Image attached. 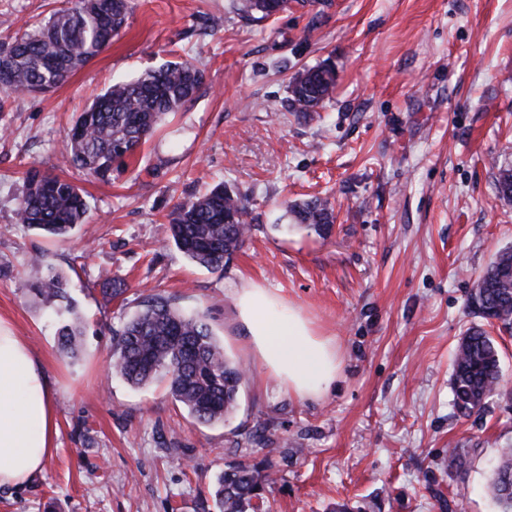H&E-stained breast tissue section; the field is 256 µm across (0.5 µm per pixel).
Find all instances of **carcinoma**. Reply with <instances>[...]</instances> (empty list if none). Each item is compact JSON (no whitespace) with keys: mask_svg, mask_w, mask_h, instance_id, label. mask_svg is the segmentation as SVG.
<instances>
[{"mask_svg":"<svg viewBox=\"0 0 512 512\" xmlns=\"http://www.w3.org/2000/svg\"><path fill=\"white\" fill-rule=\"evenodd\" d=\"M307 0H236L239 14L254 21L285 12ZM128 0H76L73 7L16 31L0 54H8L0 68V116L9 111L10 98L22 92L43 94L61 86L76 70L102 52L125 28ZM205 83L204 72L193 62H169L146 76L119 82L96 97L72 127L64 163L99 179L128 166L146 138L174 112L192 101ZM336 72L328 65L303 70L288 83V107L307 115L331 99ZM26 191L16 209V221L59 240L85 223L84 191L75 183L31 167L24 173ZM497 190L512 200V169L499 171ZM296 224L325 233L336 221L328 201L320 198L288 205ZM236 216L225 223L224 216ZM246 197L217 185L206 194L178 203L169 214V237L194 264L222 270L251 230ZM44 275L28 288L68 314L58 330L61 352L74 356L80 347L82 321L75 315L65 276L46 264ZM468 307L477 317L512 329V248L500 251L480 275ZM112 367L134 386L159 377L168 383L172 398L197 421H224L236 406L244 377L240 363L230 358L216 338L204 311L186 314L162 297L144 301L142 309L112 332ZM500 361L493 337L481 330L465 335L456 349L452 390L464 416L481 410L497 394ZM268 476L255 465L228 467L218 480L215 498L221 512H248L262 496ZM490 491L498 512H512V448L501 450L492 472Z\"/></svg>","mask_w":512,"mask_h":512,"instance_id":"1","label":"carcinoma"}]
</instances>
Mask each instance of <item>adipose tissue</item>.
I'll list each match as a JSON object with an SVG mask.
<instances>
[{"mask_svg":"<svg viewBox=\"0 0 512 512\" xmlns=\"http://www.w3.org/2000/svg\"><path fill=\"white\" fill-rule=\"evenodd\" d=\"M235 299L248 345L279 388L302 400L322 398L340 370L335 337L258 284L237 289ZM56 435L42 365L0 317V487L23 485L40 471Z\"/></svg>","mask_w":512,"mask_h":512,"instance_id":"1","label":"adipose tissue"}]
</instances>
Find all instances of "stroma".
<instances>
[{"label":"stroma","instance_id":"35a3bbf8","mask_svg":"<svg viewBox=\"0 0 512 512\" xmlns=\"http://www.w3.org/2000/svg\"><path fill=\"white\" fill-rule=\"evenodd\" d=\"M126 27L53 92L12 98L0 120V315L43 364L55 449L0 512H219L217 477L260 464L271 512H497L488 491L512 447V403L494 396L460 415L451 391L459 339L487 328L512 390V334L471 315L467 298L512 247V0H311L255 22L235 0H130ZM69 0H0V43ZM192 60L205 83L127 170L101 180L60 152L95 95L168 61ZM336 70L331 102L303 116L288 82ZM67 177L86 224L58 241L18 224L28 167ZM252 216L223 270L192 264L167 215L217 184ZM328 200V235L290 227L287 206ZM42 252L71 281L82 350L62 355L57 319L24 284ZM123 292L104 293L105 280ZM254 282L335 337L340 373L317 401L280 391L235 324L234 290ZM207 311L246 370L236 411L202 424L163 380L135 387L112 369V332L145 299ZM272 453L250 447L255 432ZM463 465L448 469L449 449Z\"/></svg>","mask_w":512,"mask_h":512}]
</instances>
